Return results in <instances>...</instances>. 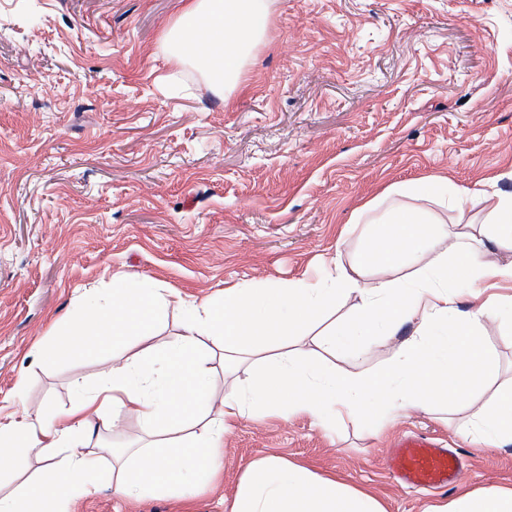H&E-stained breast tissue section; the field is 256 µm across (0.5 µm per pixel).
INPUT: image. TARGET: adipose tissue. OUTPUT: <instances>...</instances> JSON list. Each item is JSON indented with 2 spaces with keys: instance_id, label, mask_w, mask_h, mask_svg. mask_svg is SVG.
<instances>
[{
  "instance_id": "1",
  "label": "adipose tissue",
  "mask_w": 512,
  "mask_h": 512,
  "mask_svg": "<svg viewBox=\"0 0 512 512\" xmlns=\"http://www.w3.org/2000/svg\"><path fill=\"white\" fill-rule=\"evenodd\" d=\"M273 0H185L166 28L161 50L175 67L192 66L224 94L242 91L251 54L263 43ZM394 204L377 216L379 200L364 204L360 224L376 227L373 248L350 264L331 261L321 275L264 288L235 285L222 301L187 299L151 277L114 282L95 314L65 323L49 350L55 360L123 349L85 388L74 381L69 406L50 419L25 409L0 415V460L36 458L32 478L0 494V512H67L68 503L98 491L91 476L100 448L89 447L94 420L130 415L145 440L127 452L113 478V491L131 498L176 486L185 473L220 482L218 459L225 434L243 419L265 414L283 420H340L376 410L397 418L438 404L458 402L487 376L490 356L477 329L494 324L512 304L485 297L488 284L512 280V259H486L473 244L496 241L512 255V194L484 196L486 218L464 220L465 194H431L414 183L386 192ZM460 215L456 236L424 205ZM415 270L391 274L405 261ZM378 279H370L371 271ZM471 305L456 316L460 294ZM356 295L353 310L336 318L339 298ZM181 318V332L164 349L153 339L168 311ZM412 324L401 337L404 324ZM311 337L312 358L300 357L298 337ZM399 339L392 360L376 371L345 370L338 362L361 344ZM226 375H250L247 386L214 399L216 362ZM480 446L512 442V386L492 404L476 408L466 431ZM232 512H386L368 493L269 456L244 474Z\"/></svg>"
}]
</instances>
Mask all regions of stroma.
I'll use <instances>...</instances> for the list:
<instances>
[{"mask_svg": "<svg viewBox=\"0 0 512 512\" xmlns=\"http://www.w3.org/2000/svg\"><path fill=\"white\" fill-rule=\"evenodd\" d=\"M183 0H0V407L68 405L101 356L38 358L54 321L112 279L151 276L198 298L239 283L315 274L373 240L359 207L430 178L480 197L512 192V0H275L243 92L223 99L160 52ZM480 341L491 370L477 403L512 384V323ZM467 405L388 424L241 420L224 480L121 499L112 456L73 512H231L256 460L277 456L364 489L387 512H429L466 492L512 490V444L456 435ZM454 449L445 492L406 489L385 460L397 435Z\"/></svg>", "mask_w": 512, "mask_h": 512, "instance_id": "obj_1", "label": "stroma"}]
</instances>
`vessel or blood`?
Masks as SVG:
<instances>
[{
    "label": "vessel or blood",
    "instance_id": "vessel-or-blood-1",
    "mask_svg": "<svg viewBox=\"0 0 512 512\" xmlns=\"http://www.w3.org/2000/svg\"><path fill=\"white\" fill-rule=\"evenodd\" d=\"M388 468L405 487L416 490L448 488L462 474L459 456L425 435L398 436Z\"/></svg>",
    "mask_w": 512,
    "mask_h": 512
}]
</instances>
